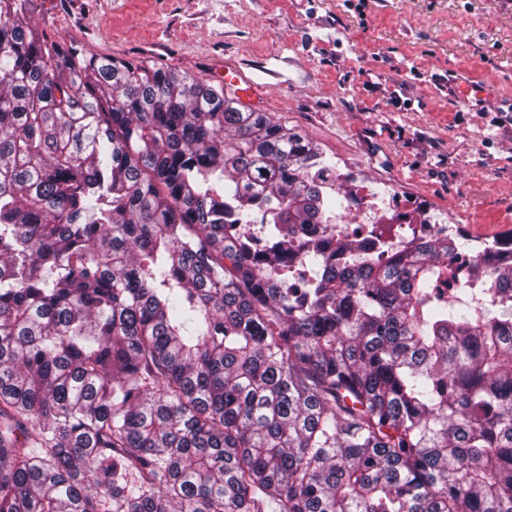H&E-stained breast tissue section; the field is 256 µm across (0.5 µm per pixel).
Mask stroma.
I'll use <instances>...</instances> for the list:
<instances>
[{
	"label": "stroma",
	"mask_w": 512,
	"mask_h": 512,
	"mask_svg": "<svg viewBox=\"0 0 512 512\" xmlns=\"http://www.w3.org/2000/svg\"><path fill=\"white\" fill-rule=\"evenodd\" d=\"M33 0L50 37L219 87L466 239L512 232V0Z\"/></svg>",
	"instance_id": "35a3bbf8"
}]
</instances>
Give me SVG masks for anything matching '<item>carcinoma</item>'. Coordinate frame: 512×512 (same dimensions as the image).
Here are the masks:
<instances>
[{
    "label": "carcinoma",
    "instance_id": "carcinoma-1",
    "mask_svg": "<svg viewBox=\"0 0 512 512\" xmlns=\"http://www.w3.org/2000/svg\"><path fill=\"white\" fill-rule=\"evenodd\" d=\"M0 0V512H512V250L338 229L336 164Z\"/></svg>",
    "mask_w": 512,
    "mask_h": 512
}]
</instances>
